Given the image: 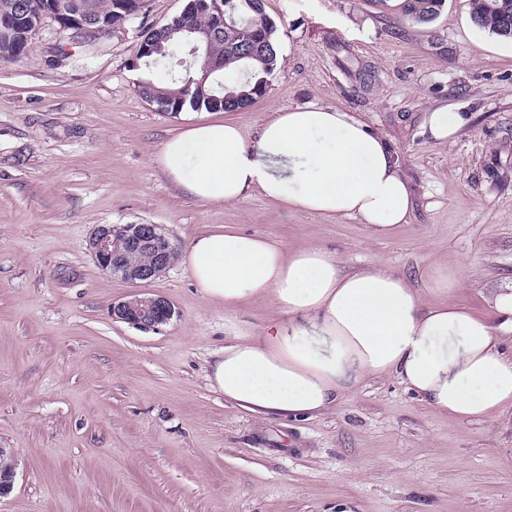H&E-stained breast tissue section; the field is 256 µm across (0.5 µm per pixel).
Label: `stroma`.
<instances>
[{"label": "stroma", "mask_w": 512, "mask_h": 512, "mask_svg": "<svg viewBox=\"0 0 512 512\" xmlns=\"http://www.w3.org/2000/svg\"><path fill=\"white\" fill-rule=\"evenodd\" d=\"M188 0H147L143 17L95 56L45 22L31 50L0 60V448L19 467L0 512H512V407L461 421L392 376L311 419H259L225 401L209 367L234 334L275 314L205 298L183 261L149 282L103 273L88 251L99 224H158L177 252L231 224L321 245L349 268L380 262L419 291L486 315L512 286V40L477 26L471 0H445L427 25L400 0H265L278 61L265 96L233 112L253 140L273 110L314 103L353 112L396 152L413 200L382 238L353 219L274 205L259 193L200 202L155 161L162 141L211 112L162 111L139 92L185 69L139 57V26ZM373 76L362 91L341 67ZM464 112L435 139L432 110ZM166 296L159 330L113 320V302ZM432 288H428L434 294H448L460 284L457 273L448 272V269L435 268L431 273Z\"/></svg>", "instance_id": "obj_1"}]
</instances>
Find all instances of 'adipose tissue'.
I'll return each instance as SVG.
<instances>
[{
    "instance_id": "obj_1",
    "label": "adipose tissue",
    "mask_w": 512,
    "mask_h": 512,
    "mask_svg": "<svg viewBox=\"0 0 512 512\" xmlns=\"http://www.w3.org/2000/svg\"><path fill=\"white\" fill-rule=\"evenodd\" d=\"M156 162L199 201L235 203L255 191L289 210L359 220L377 236L411 213L392 147L339 108L275 110L252 142L230 119L189 124ZM184 259L206 298L229 309L266 299L279 311L210 368L213 387L253 415L311 418L382 375L460 420L512 404V355L500 340L512 334V288L493 300L495 325L469 308L423 301L381 265L346 269L321 247L291 252L232 225L198 234Z\"/></svg>"
}]
</instances>
